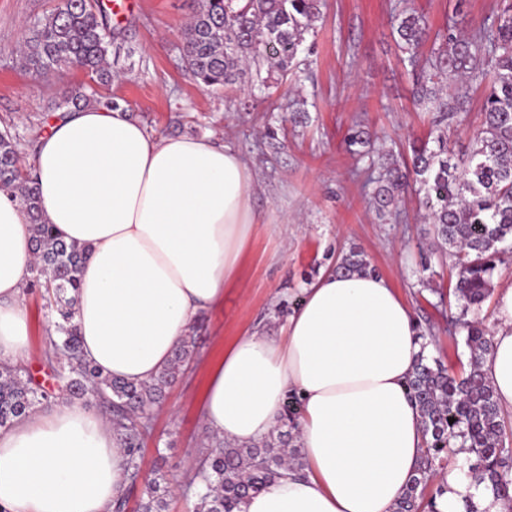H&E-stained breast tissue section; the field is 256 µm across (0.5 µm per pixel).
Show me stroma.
Here are the masks:
<instances>
[{
  "label": "stroma",
  "instance_id": "1",
  "mask_svg": "<svg viewBox=\"0 0 512 512\" xmlns=\"http://www.w3.org/2000/svg\"><path fill=\"white\" fill-rule=\"evenodd\" d=\"M431 31L452 24L469 31L490 25L499 0H416ZM396 0H324L297 64L286 80L261 91L251 78L217 90L199 86L187 68L182 33L193 0H144L141 9L112 27L108 62L112 81L102 85L80 70L37 75L18 52L34 23L58 0H0V131L17 142L23 167L48 117L64 94L81 86L98 100L126 107L157 137L189 135L227 143L255 175L251 204L260 215L239 283L220 307L199 315L191 329L196 348L161 403L149 415L152 432L139 459L143 478L164 475L171 490L167 512H188L193 498L186 475L209 433L200 415L212 365L241 333L278 335L303 290L350 249L390 282L411 308L430 344L429 358L448 370L467 363L465 343L447 331L457 301L455 259L429 246L428 226L414 195L398 216L367 204L364 178L347 147L355 124L369 127L387 147L409 152L428 139L433 115L414 105V72L391 30ZM306 100L307 117L295 126L288 104ZM41 288H24L30 344L23 364L33 383L58 392L47 364L52 317Z\"/></svg>",
  "mask_w": 512,
  "mask_h": 512
}]
</instances>
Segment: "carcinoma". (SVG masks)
Here are the masks:
<instances>
[{"instance_id": "1", "label": "carcinoma", "mask_w": 512, "mask_h": 512, "mask_svg": "<svg viewBox=\"0 0 512 512\" xmlns=\"http://www.w3.org/2000/svg\"><path fill=\"white\" fill-rule=\"evenodd\" d=\"M497 23L468 34L452 28L430 39L426 15L414 0H399L393 29L405 54L403 61L419 71L413 99L430 105L440 125L470 110L469 85L488 82L470 148L456 154L448 136L439 132L430 141L414 144L410 154L381 150L375 167L370 135L354 129L348 147L374 185L368 203L381 214L397 212L408 189L418 186L425 221L432 224L433 245L451 253L458 273L453 287L459 313L450 317L448 334L465 336L467 369L448 373L437 360L419 354L407 382L425 434L424 460L418 476L406 489L395 512H422L424 491L435 470L445 469L462 448L475 457L472 473L495 499H510L512 452L505 451L504 414L481 360L490 349L488 330L479 317L491 297L499 245L512 241V0H501ZM321 0H197L183 32V56L198 84L218 89L236 83L244 68L262 67L282 73L295 60L320 13ZM430 48H425L427 42ZM112 30L96 11L93 0H65L37 22L26 38L25 68L35 73L83 70L101 83L112 80L107 55ZM91 101L81 89L64 96L59 107H78ZM32 174H21V159L13 137L0 134V188H8L26 205L31 216L37 275H46L43 298L57 314L54 335L47 337L48 364L64 379L71 396L104 407L124 436L130 487L139 475L138 458L150 433L149 405L158 402L194 351V338L185 336L170 364L148 383L132 385L92 368L81 357V340L72 323L85 260L84 248L58 238L42 222ZM370 267L351 252L336 269L351 273ZM50 394L22 379L21 371L0 366V427L49 401ZM299 403L284 405L280 426L249 446L216 440L201 451L188 487L197 501L193 512H240L249 495L266 488L282 470L301 467L299 450L290 446L282 427L294 423ZM454 422H449V419ZM169 490L158 479L145 483L139 512H163Z\"/></svg>"}]
</instances>
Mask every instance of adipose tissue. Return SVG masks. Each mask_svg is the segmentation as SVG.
<instances>
[{
    "label": "adipose tissue",
    "instance_id": "ef3b65f1",
    "mask_svg": "<svg viewBox=\"0 0 512 512\" xmlns=\"http://www.w3.org/2000/svg\"><path fill=\"white\" fill-rule=\"evenodd\" d=\"M42 218L86 249L73 322L87 362L131 384L151 381L198 315L221 306L259 218L254 173L232 147L156 138L123 107L52 118L34 158ZM30 215L0 189V361L21 363V302L33 266ZM483 371L512 413V284L495 294ZM421 349L413 313L389 281L330 270L305 290L279 338L239 337L214 368L202 405L212 436L250 444L280 422L288 396L304 465L241 512H394L416 477L425 435L407 379ZM127 455L104 416L79 403L0 429L5 512H110ZM433 512H512L465 467L436 471Z\"/></svg>",
    "mask_w": 512,
    "mask_h": 512
}]
</instances>
